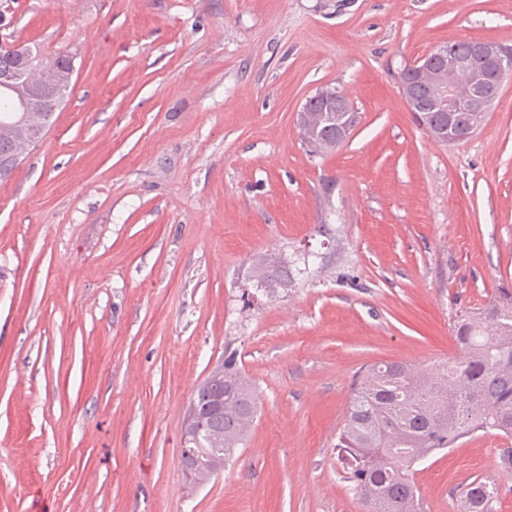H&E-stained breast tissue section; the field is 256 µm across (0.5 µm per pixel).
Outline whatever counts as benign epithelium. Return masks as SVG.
<instances>
[{"mask_svg": "<svg viewBox=\"0 0 512 512\" xmlns=\"http://www.w3.org/2000/svg\"><path fill=\"white\" fill-rule=\"evenodd\" d=\"M0 52L10 59L8 66L0 67V88L3 90H17L20 85L27 83V75L32 67L43 65L39 56L26 44H3ZM511 74L512 54L498 42L474 40L465 52L440 46L419 57L402 73L399 90L418 124L435 141L452 144L454 113H470L471 126L481 127L499 98L505 78ZM460 76L465 77L468 84L464 96L459 95L456 89V79ZM425 92L433 100L432 111L448 114V123L437 126L429 121L419 104ZM47 99L43 90L34 87L20 95L18 115L14 118V128L19 136L26 134L24 113L43 106ZM344 99V93L334 87L319 90L307 99L299 113V123H304L311 114L320 112L323 119L336 124L339 139L346 140L354 122L347 114L329 112L331 104ZM225 406L224 367L219 364L193 389L189 401L179 465L186 479L195 486L206 483L224 468V455L213 454L200 447V441L210 418L224 415Z\"/></svg>", "mask_w": 512, "mask_h": 512, "instance_id": "1", "label": "benign epithelium"}]
</instances>
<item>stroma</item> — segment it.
<instances>
[{
    "label": "stroma",
    "instance_id": "35a3bbf8",
    "mask_svg": "<svg viewBox=\"0 0 512 512\" xmlns=\"http://www.w3.org/2000/svg\"><path fill=\"white\" fill-rule=\"evenodd\" d=\"M463 38L512 46V0H0V42L75 58L0 181V512H363L336 450L358 373L456 359V315L512 289V77L456 145L399 90ZM327 86L357 121L314 154ZM264 255L288 290L257 291ZM228 347L259 413L194 487L184 417ZM510 447L418 465L428 512L477 478L512 512ZM345 98L344 93L338 91L336 88H324L319 90L315 95L309 97L304 104L302 110L298 114L299 123L303 124L304 121L311 116V113L323 112L322 118L327 120L329 124H335L340 132L339 140H346L354 127V122L349 118V114H333L329 113L327 116L324 112H334L329 110L333 103L343 101ZM253 274L265 289L288 288L292 284V270L287 262L272 257H259L253 265Z\"/></svg>",
    "mask_w": 512,
    "mask_h": 512
}]
</instances>
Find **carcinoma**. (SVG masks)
Segmentation results:
<instances>
[{
	"mask_svg": "<svg viewBox=\"0 0 512 512\" xmlns=\"http://www.w3.org/2000/svg\"><path fill=\"white\" fill-rule=\"evenodd\" d=\"M52 61L59 71H32L30 85L51 89L66 79L70 56ZM10 98L17 94L0 96V168L9 166V153L28 155L55 115L50 106L30 112L26 137L19 140L5 120ZM253 274L271 291L292 284L290 266L276 258H257ZM454 340L460 357L447 365L378 362L356 377L336 448L365 512H426L414 481L418 463L478 432L512 438V292L503 290L457 316ZM224 392L228 408L214 437L224 438V455L233 457L246 439L242 419L252 420L258 411L257 393L233 352L224 358ZM493 494L489 482H470L459 496L461 512H488Z\"/></svg>",
	"mask_w": 512,
	"mask_h": 512,
	"instance_id": "1",
	"label": "carcinoma"
}]
</instances>
